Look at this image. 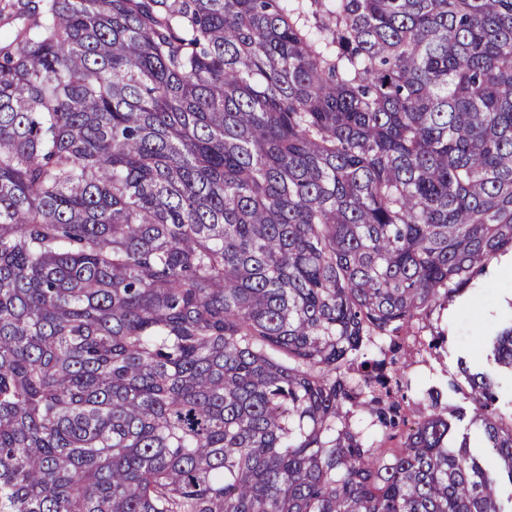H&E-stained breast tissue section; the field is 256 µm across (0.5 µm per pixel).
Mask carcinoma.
<instances>
[{"label": "carcinoma", "instance_id": "1", "mask_svg": "<svg viewBox=\"0 0 512 512\" xmlns=\"http://www.w3.org/2000/svg\"><path fill=\"white\" fill-rule=\"evenodd\" d=\"M510 251L512 0H41L0 45V512H512L494 375V471L390 384Z\"/></svg>", "mask_w": 512, "mask_h": 512}]
</instances>
